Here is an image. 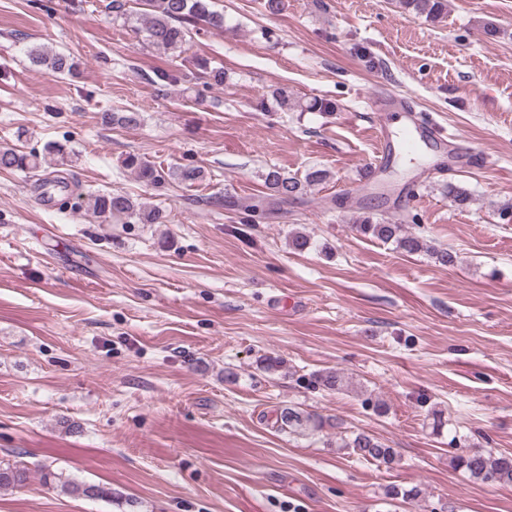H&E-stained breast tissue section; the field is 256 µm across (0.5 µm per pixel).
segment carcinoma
<instances>
[{"mask_svg": "<svg viewBox=\"0 0 512 512\" xmlns=\"http://www.w3.org/2000/svg\"><path fill=\"white\" fill-rule=\"evenodd\" d=\"M144 6L140 14L143 32L148 42L165 51L178 50L186 42V23H204L215 30L224 29V15L211 9V0H141ZM401 8L417 15L436 21L448 14V0H398ZM33 63L44 65L54 74L73 76L79 69V63L73 58L59 53H51L42 47L29 51ZM199 76L203 84L209 87L224 85V69L199 64ZM101 120L108 125L133 129L140 124V115L134 111L104 112ZM65 148L55 142L48 143L43 150L23 151L16 147H0V170L21 171L38 175L39 172L59 165L64 160ZM123 166L136 175L139 181L147 185H156L164 176L148 160L136 153H129L123 160ZM180 183L192 186L203 177L198 166L183 165L172 171ZM328 173L322 169H313L300 179L279 170L266 174L265 185L269 190L268 200L252 205L250 211L262 209L266 212L277 203H285L306 195L308 188L324 182ZM448 199L461 210L467 209L473 201L468 189L452 182L446 185ZM86 212L103 219L135 218L142 224H162L164 215L159 209L136 204L133 199L122 193L94 192L86 195ZM355 232L367 239L378 240L384 244L393 243L396 248L408 254L430 253L444 267H452L458 261L456 252L439 249L423 237L407 232L400 224H392L371 215L359 217L353 224ZM316 383L328 390H337L343 385V377L337 371H322L315 375ZM328 421L297 407L285 406L275 412L277 429L288 433L320 431ZM336 447L348 450L363 459L389 465L396 457L395 449L390 448L376 437L364 432L342 437ZM457 464L471 477L483 483H512V454H493L481 449H472L457 457ZM30 479V469L18 460L0 459V490L18 488L26 485ZM42 482L46 486L58 488L63 493L79 498L103 499L113 496L112 488L79 481L61 473L46 469L42 473ZM421 495V489L413 486L409 489L389 485L385 497L404 503L414 501Z\"/></svg>", "mask_w": 512, "mask_h": 512, "instance_id": "carcinoma-1", "label": "carcinoma"}]
</instances>
